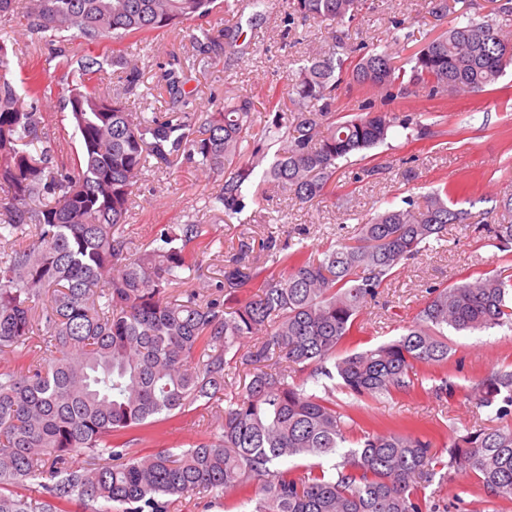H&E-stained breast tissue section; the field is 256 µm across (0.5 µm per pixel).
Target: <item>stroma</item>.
<instances>
[{
	"mask_svg": "<svg viewBox=\"0 0 512 512\" xmlns=\"http://www.w3.org/2000/svg\"><path fill=\"white\" fill-rule=\"evenodd\" d=\"M291 3L227 0L223 11L210 16L212 26L231 27L237 43L234 50L217 57L206 72L196 76L187 111L212 112L221 106L225 95H246L255 103L254 127L262 129L273 119L268 94L287 92L290 75L332 35H341L351 46L363 43L388 51L402 63L427 38L456 21L452 15L434 20L428 13V0H363L355 19L333 32L301 20L285 26ZM396 18L404 20L406 38L391 37V22ZM117 46L137 60L145 86L151 87L160 76L161 63L189 50L190 32L157 33L146 42L128 38ZM368 102L397 118H413V127L397 130L365 158L340 162L334 194L309 204L273 192L267 200L250 202L239 222L227 224L213 220L202 209L205 196L218 190L220 176L205 174L181 161L146 172L123 226L132 252L151 248L162 225L190 218L207 223L213 235L223 240L224 253L205 255L195 280L213 287L223 280L225 257L236 252L244 237L260 239L272 234L281 238L305 228L309 231L305 245L312 251L321 250L381 206L398 205L405 199L419 205L433 190L447 186L466 220L449 225L446 240L405 265L400 275L384 286L379 303L364 311L362 332L348 343L355 351L398 338L422 307L428 286L449 284L473 271L512 267V253L499 251L482 230L494 221L496 198L512 190V72H507L495 90L442 99L428 98L422 92L393 98L346 83L336 92V109L341 113L356 111ZM40 110L45 133L62 156H69L76 139L67 109L53 94L42 100ZM366 164L379 166L381 172L362 181L358 174ZM345 193L354 198L348 212L333 204L335 195ZM448 340L453 350L447 363L419 368V387L379 401L348 398L346 411L362 419L370 431L415 426L428 432L440 449L468 431L492 426L494 409L476 407L473 390L492 371L512 369V329L504 326L472 334L452 331ZM445 380L454 385L455 394L442 399L435 389ZM215 428L206 410L191 408L167 423L163 433L133 439L130 449L139 456L160 448L178 452L209 437ZM425 494L440 512H512V503L489 498L469 479L434 481ZM253 507V502L217 490L179 499L170 512H252Z\"/></svg>",
	"mask_w": 512,
	"mask_h": 512,
	"instance_id": "1",
	"label": "stroma"
}]
</instances>
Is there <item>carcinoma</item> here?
Listing matches in <instances>:
<instances>
[{"instance_id": "obj_1", "label": "carcinoma", "mask_w": 512, "mask_h": 512, "mask_svg": "<svg viewBox=\"0 0 512 512\" xmlns=\"http://www.w3.org/2000/svg\"><path fill=\"white\" fill-rule=\"evenodd\" d=\"M359 0H296L295 15L336 28ZM221 0H0V24L53 44L110 38L120 42L190 23L192 52L172 56L157 83L179 108L145 114L129 100L142 79L131 59H103L54 48L59 84L78 147L58 160L45 136L38 73L13 80L15 50L0 39V354L32 352L43 330L56 356L21 368L0 367V512H67L74 501H104L118 512H170L175 499L220 489L257 497L253 512H436L422 490L440 470L462 473L495 499L512 501V371L481 380L478 407L504 424L479 428L448 444V460L415 427L362 432L338 403L406 394L421 366L448 362L446 332L512 328V276L476 272L429 287L427 301L399 338L344 354L361 332L363 309L384 285L465 213L448 203V186L424 206H387L350 236L313 253L302 241L269 235L259 254L249 238L224 265V282L180 299L200 257L218 238L190 219L164 225L157 245L132 254L123 236L131 200L150 160L175 161L223 174L205 207L229 224L246 207L245 192L267 150L262 179L301 203L325 194L339 162L384 143L397 122L362 106L336 113L344 79L388 94L426 88L433 98L491 91L512 67V39L467 14L468 0H431L440 21H463L425 41L398 65L385 52L357 56L340 36L308 56L291 93L272 92L277 108L263 129L266 147L241 152L255 105L224 96L218 112L181 109L192 73L232 46L230 31L201 20ZM116 69L122 91L90 86L104 66ZM489 233L501 251L512 247V194L499 200ZM281 267L270 272L261 257ZM249 296L236 307L224 294ZM339 378L317 393L298 378ZM198 405L221 419L213 437L174 453L129 452L125 437L155 429ZM355 442L357 447L343 450ZM310 462L299 472L288 463ZM25 486L17 497L4 490Z\"/></svg>"}]
</instances>
